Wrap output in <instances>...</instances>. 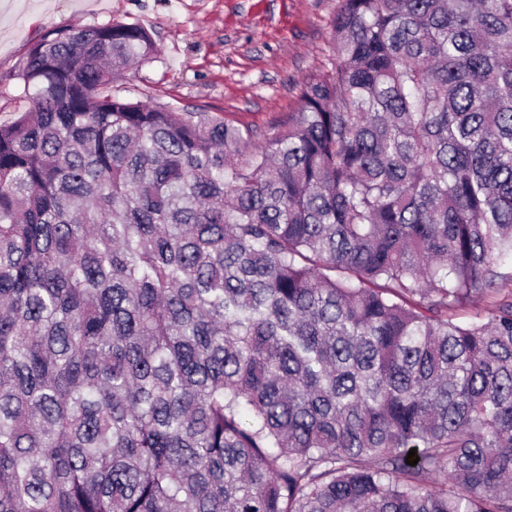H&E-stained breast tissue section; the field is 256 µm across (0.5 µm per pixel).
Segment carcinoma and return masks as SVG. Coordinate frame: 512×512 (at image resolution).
Returning <instances> with one entry per match:
<instances>
[{
    "label": "carcinoma",
    "mask_w": 512,
    "mask_h": 512,
    "mask_svg": "<svg viewBox=\"0 0 512 512\" xmlns=\"http://www.w3.org/2000/svg\"><path fill=\"white\" fill-rule=\"evenodd\" d=\"M330 27L263 134L114 92L140 25L28 49L0 512H512V0Z\"/></svg>",
    "instance_id": "obj_1"
}]
</instances>
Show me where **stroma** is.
<instances>
[{
  "mask_svg": "<svg viewBox=\"0 0 512 512\" xmlns=\"http://www.w3.org/2000/svg\"><path fill=\"white\" fill-rule=\"evenodd\" d=\"M339 0H0V125L25 109L16 78L29 47L60 26L136 23L157 57L122 89L267 128L293 111L331 55Z\"/></svg>",
  "mask_w": 512,
  "mask_h": 512,
  "instance_id": "1",
  "label": "stroma"
}]
</instances>
